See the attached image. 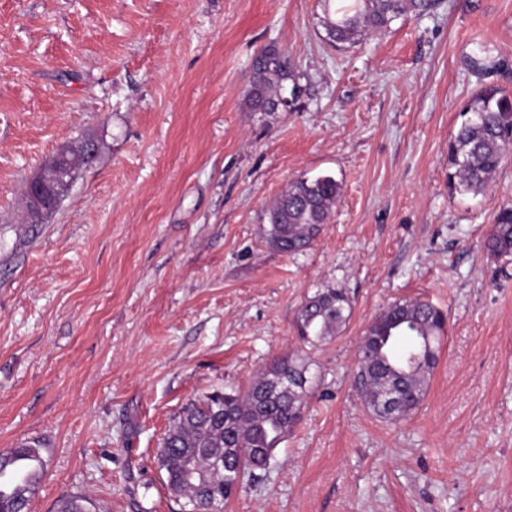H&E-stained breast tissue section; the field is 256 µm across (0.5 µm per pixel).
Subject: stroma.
Wrapping results in <instances>:
<instances>
[{
  "mask_svg": "<svg viewBox=\"0 0 512 512\" xmlns=\"http://www.w3.org/2000/svg\"><path fill=\"white\" fill-rule=\"evenodd\" d=\"M325 0H0V449L42 448L28 512H179L158 460L187 403L305 358L312 395L269 469L224 512H512V257L484 240L512 205V156L448 191V142L480 88L512 95V0H440L344 49ZM288 53L293 108L245 104L250 62ZM504 61L492 77L468 65ZM58 210L23 223L42 163L89 134ZM341 194L304 253L266 241L301 177ZM346 290L342 332L295 319ZM448 313L427 393L391 424L354 386L374 316ZM351 312V303L341 288L318 291L301 305L296 329L300 340L310 345L322 343L339 332Z\"/></svg>",
  "mask_w": 512,
  "mask_h": 512,
  "instance_id": "stroma-1",
  "label": "stroma"
}]
</instances>
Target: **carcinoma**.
I'll return each mask as SVG.
<instances>
[{
	"label": "carcinoma",
	"instance_id": "1",
	"mask_svg": "<svg viewBox=\"0 0 512 512\" xmlns=\"http://www.w3.org/2000/svg\"><path fill=\"white\" fill-rule=\"evenodd\" d=\"M438 0H347L325 14V39L332 46L353 45L385 30L401 15L430 14ZM252 81L245 103L253 112H273L284 84L295 74L284 53L265 48L251 61ZM461 122L448 143V189L476 195L488 184L512 150V97L493 85L477 91L459 112ZM340 197V184L331 175L301 177L267 210L268 244L282 253L304 252L329 222ZM495 258L512 257V207L497 213L485 239ZM351 312L341 288H326L301 305L296 329L300 340L319 344L339 332ZM448 320L428 300L395 302L380 311L366 329L357 354L359 393L378 417L399 422L422 402L438 364ZM309 365L291 358L278 360L241 393L214 391L186 404L159 448V462L167 486L185 504L198 503L203 512H223L224 502L244 478L256 480L274 459L276 450L300 419L312 393ZM390 388L403 391V403L393 411L384 407ZM33 462L29 475L5 491L0 488V512H25L30 495L43 478L42 448L23 444L0 451V479L8 459ZM88 499L64 494L56 512H88Z\"/></svg>",
	"mask_w": 512,
	"mask_h": 512
}]
</instances>
